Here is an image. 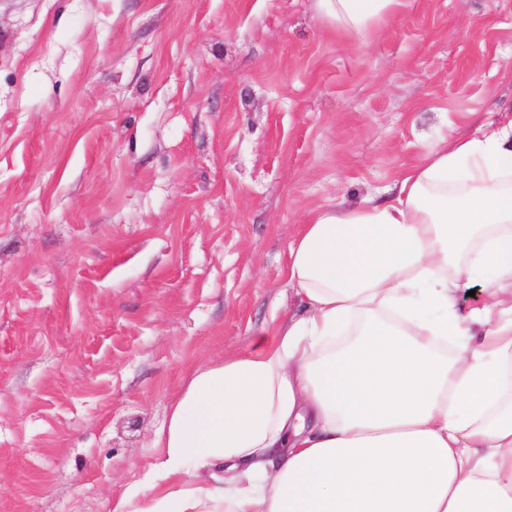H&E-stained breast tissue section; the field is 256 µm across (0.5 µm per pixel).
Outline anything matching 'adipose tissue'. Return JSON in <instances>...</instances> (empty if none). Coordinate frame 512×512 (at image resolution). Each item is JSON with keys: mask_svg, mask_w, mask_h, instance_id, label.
<instances>
[{"mask_svg": "<svg viewBox=\"0 0 512 512\" xmlns=\"http://www.w3.org/2000/svg\"><path fill=\"white\" fill-rule=\"evenodd\" d=\"M403 6L319 0L362 36ZM284 275L304 312L194 373L139 503L112 512H512V119L427 151L383 201L311 214ZM222 461L223 490L191 485Z\"/></svg>", "mask_w": 512, "mask_h": 512, "instance_id": "ef3b65f1", "label": "adipose tissue"}]
</instances>
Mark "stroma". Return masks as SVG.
I'll return each instance as SVG.
<instances>
[{
	"mask_svg": "<svg viewBox=\"0 0 512 512\" xmlns=\"http://www.w3.org/2000/svg\"><path fill=\"white\" fill-rule=\"evenodd\" d=\"M512 110V0H0V512H112L194 372L301 303L315 208ZM322 18L365 36L380 31L405 5L404 0H318Z\"/></svg>",
	"mask_w": 512,
	"mask_h": 512,
	"instance_id": "obj_1",
	"label": "stroma"
}]
</instances>
